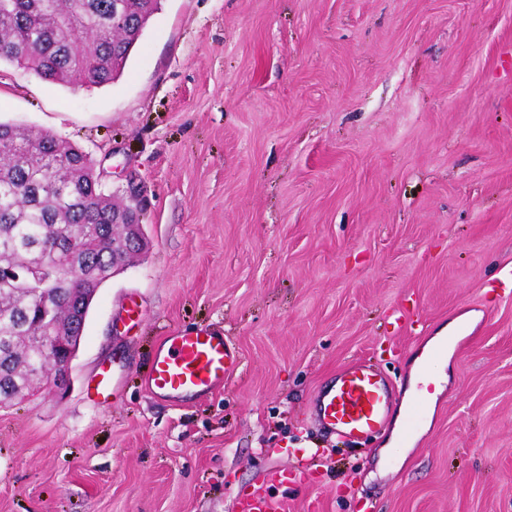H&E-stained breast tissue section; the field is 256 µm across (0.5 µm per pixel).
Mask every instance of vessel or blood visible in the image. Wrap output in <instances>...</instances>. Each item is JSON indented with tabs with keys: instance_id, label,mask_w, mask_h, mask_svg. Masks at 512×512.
Masks as SVG:
<instances>
[{
	"instance_id": "obj_1",
	"label": "vessel or blood",
	"mask_w": 512,
	"mask_h": 512,
	"mask_svg": "<svg viewBox=\"0 0 512 512\" xmlns=\"http://www.w3.org/2000/svg\"><path fill=\"white\" fill-rule=\"evenodd\" d=\"M239 356L222 335L206 328L164 336L146 380L155 395L177 400L223 388ZM389 380L371 364L359 361L343 368L322 391L316 412L323 427L355 439L384 429L394 406Z\"/></svg>"
}]
</instances>
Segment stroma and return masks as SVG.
<instances>
[{"label": "stroma", "instance_id": "1", "mask_svg": "<svg viewBox=\"0 0 512 512\" xmlns=\"http://www.w3.org/2000/svg\"><path fill=\"white\" fill-rule=\"evenodd\" d=\"M0 89L1 122L148 200V246L98 288L69 391L0 408V512H240L257 488L277 512H512V0H162L112 84L1 62ZM462 316L406 459L380 458L388 431L317 425L342 367L406 389ZM201 327L239 368L152 397L162 337ZM458 325H459V323L455 322V323H453V325H452V323H450L448 325L443 326L439 331L436 332V335L433 336L431 338V340L428 341V343L426 344V346L424 348L423 355L414 360V362H413L414 366L412 369V388L409 392V398L414 397L415 394L417 393V391H416L417 379L416 378H418V379L423 378V371H424L425 362L427 361L428 353L431 352V350L438 343H440L443 340H445L446 338H448V336H450V334L453 331H456V328L458 327Z\"/></svg>", "mask_w": 512, "mask_h": 512}]
</instances>
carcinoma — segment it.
<instances>
[{"mask_svg":"<svg viewBox=\"0 0 512 512\" xmlns=\"http://www.w3.org/2000/svg\"><path fill=\"white\" fill-rule=\"evenodd\" d=\"M162 0H0V61L42 80L101 87L121 74ZM121 11L122 24L112 23ZM90 155L44 131L0 122V407L32 386L56 307L79 330L77 300L112 270V212Z\"/></svg>","mask_w":512,"mask_h":512,"instance_id":"cac0c4a2","label":"carcinoma"}]
</instances>
